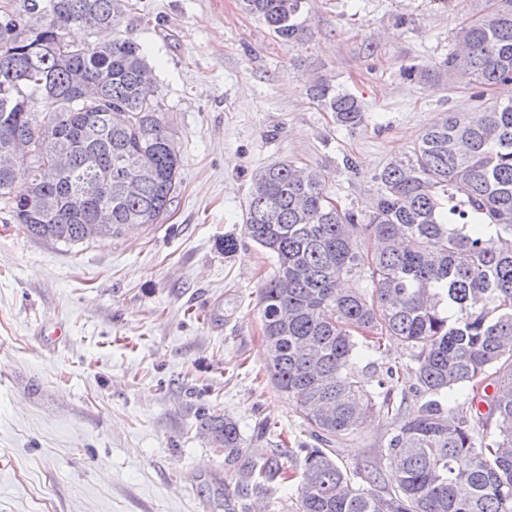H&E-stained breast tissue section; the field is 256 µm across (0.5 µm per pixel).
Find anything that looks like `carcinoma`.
<instances>
[{"mask_svg":"<svg viewBox=\"0 0 512 512\" xmlns=\"http://www.w3.org/2000/svg\"><path fill=\"white\" fill-rule=\"evenodd\" d=\"M244 3L277 38L306 36L304 0ZM125 9V0L0 6V155L19 137L34 141V154L0 175V204L34 238L82 243L105 208L103 236L168 216L180 158L163 106L145 94L156 75L141 46L68 39L90 16L117 29ZM456 40L440 67L412 64L403 76L446 74L478 99L512 85V0H488ZM309 92L336 125L360 123L352 94L320 82ZM54 153L68 163L47 180L42 162ZM375 180L364 224L332 203L320 172L288 160L254 175L246 203L247 238L275 260L259 299L271 381L322 444L299 448L296 512H512V100L448 113ZM347 277L371 291H342ZM387 337L412 352V388L425 397L408 417L394 401L397 370L376 377L359 366H374ZM487 380V415L448 418V404L469 403ZM376 415L394 424L385 458L395 486L382 494L331 449ZM207 430L221 447L240 445L230 418H210Z\"/></svg>","mask_w":512,"mask_h":512,"instance_id":"obj_1","label":"carcinoma"}]
</instances>
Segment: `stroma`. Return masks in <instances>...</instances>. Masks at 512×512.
Masks as SVG:
<instances>
[{
  "label": "stroma",
  "mask_w": 512,
  "mask_h": 512,
  "mask_svg": "<svg viewBox=\"0 0 512 512\" xmlns=\"http://www.w3.org/2000/svg\"><path fill=\"white\" fill-rule=\"evenodd\" d=\"M175 135L179 187L163 224L67 246L0 210V512H295L308 426L267 372L258 291L273 260L244 234L251 179L282 160L321 171L340 207L366 215L373 179L427 128L476 104L435 64L484 0H307L308 37L276 38L242 0H131ZM406 26H397V17ZM357 97L337 126L318 80ZM238 240L224 251L225 237ZM237 422L234 463L211 417ZM377 417L338 446L351 470L393 485ZM288 479H240L252 461Z\"/></svg>",
  "instance_id": "obj_1"
}]
</instances>
